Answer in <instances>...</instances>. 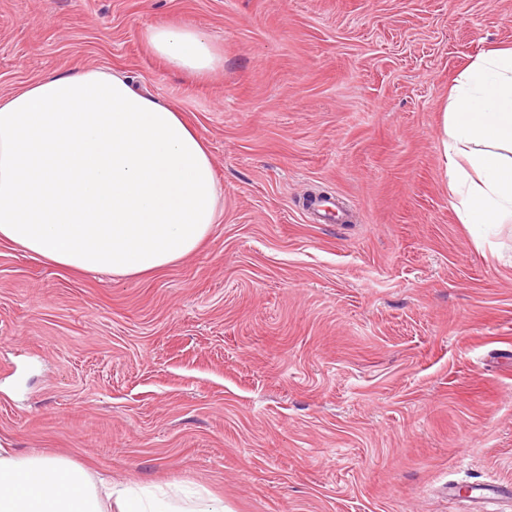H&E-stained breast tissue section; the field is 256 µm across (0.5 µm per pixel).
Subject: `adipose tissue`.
Masks as SVG:
<instances>
[{"instance_id":"ef3b65f1","label":"adipose tissue","mask_w":512,"mask_h":512,"mask_svg":"<svg viewBox=\"0 0 512 512\" xmlns=\"http://www.w3.org/2000/svg\"><path fill=\"white\" fill-rule=\"evenodd\" d=\"M147 43L192 77L224 64L190 25L151 27ZM443 125L461 222L512 224V47L490 49L459 73ZM220 207L204 141L174 106L124 75L50 74L0 96V241L63 268L133 276L197 251ZM0 512H224V502L0 448Z\"/></svg>"}]
</instances>
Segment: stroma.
<instances>
[{"label": "stroma", "mask_w": 512, "mask_h": 512, "mask_svg": "<svg viewBox=\"0 0 512 512\" xmlns=\"http://www.w3.org/2000/svg\"><path fill=\"white\" fill-rule=\"evenodd\" d=\"M221 49L200 80L146 31ZM512 46V0H0V95L116 70L206 142L224 214L154 273L0 242V442L229 512H474L512 483V224L448 190L457 74ZM315 192L343 223L313 224ZM147 43L169 69L192 77L209 76L224 66V56L215 43L191 25L151 27ZM444 489L448 497L462 498L470 503L481 504L482 509H487L488 505H495L508 500L510 494L512 498V485L503 483L467 486L465 488L458 483H448V486H445ZM474 491H478V494H475Z\"/></svg>", "instance_id": "35a3bbf8"}]
</instances>
